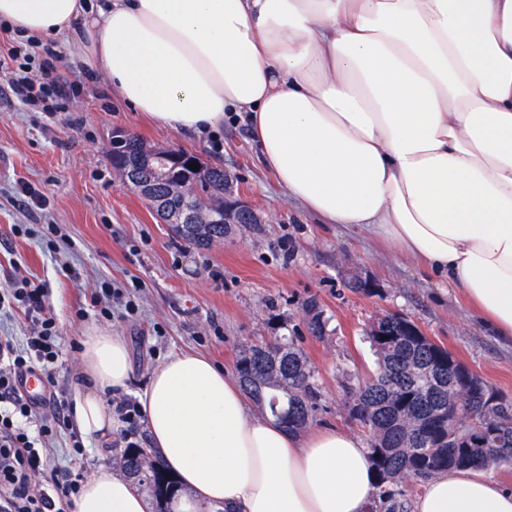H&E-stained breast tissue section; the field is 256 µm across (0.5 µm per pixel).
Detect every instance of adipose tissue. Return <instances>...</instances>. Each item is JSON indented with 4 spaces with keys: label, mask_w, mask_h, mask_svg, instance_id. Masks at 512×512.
Instances as JSON below:
<instances>
[{
    "label": "adipose tissue",
    "mask_w": 512,
    "mask_h": 512,
    "mask_svg": "<svg viewBox=\"0 0 512 512\" xmlns=\"http://www.w3.org/2000/svg\"><path fill=\"white\" fill-rule=\"evenodd\" d=\"M88 43L135 111L204 133L240 117L289 198L450 282L512 340V0H0V24ZM89 436L127 390L123 336L81 341ZM153 448L187 493L181 512H367L376 473L362 437L294 433L256 415L240 382L178 352L137 395ZM72 512H147L99 465ZM414 512H512L481 468L431 477Z\"/></svg>",
    "instance_id": "adipose-tissue-1"
}]
</instances>
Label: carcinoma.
Listing matches in <instances>:
<instances>
[{"mask_svg":"<svg viewBox=\"0 0 512 512\" xmlns=\"http://www.w3.org/2000/svg\"><path fill=\"white\" fill-rule=\"evenodd\" d=\"M137 137L113 153L115 174L133 186L149 181L170 209L193 214L194 223L173 230L175 238L196 248H207L229 234L223 219L224 177L219 167L202 164L198 171L174 163L167 172L157 165H134L144 151ZM309 333L323 339L328 318L315 299L302 306ZM378 326L386 336H369L378 359V370L349 391L348 408L367 430L370 453L377 473L376 489L383 512H408L405 490L388 491V485L423 481L437 473L478 466L483 469L512 465V403L499 397L478 375L465 381L448 374L440 361L446 348L435 341L411 335L413 322L386 315ZM236 371L244 390L269 409L281 423L294 418L302 430L318 411V376L308 364L297 337L245 346ZM459 409L451 423H433L428 417L448 415V402ZM485 429L483 452L474 457L461 448L474 425ZM123 468L145 486L158 505L157 512H170L169 503L178 492L177 481H166L161 460L150 448H127L121 453Z\"/></svg>","mask_w":512,"mask_h":512,"instance_id":"1","label":"carcinoma"}]
</instances>
